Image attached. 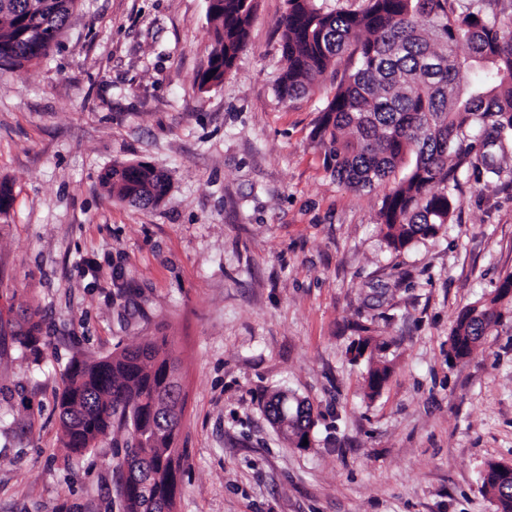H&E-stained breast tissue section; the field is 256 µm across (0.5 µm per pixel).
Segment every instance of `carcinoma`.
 <instances>
[{
    "label": "carcinoma",
    "instance_id": "obj_1",
    "mask_svg": "<svg viewBox=\"0 0 512 512\" xmlns=\"http://www.w3.org/2000/svg\"><path fill=\"white\" fill-rule=\"evenodd\" d=\"M80 0H0V67L20 71L46 56ZM277 22L283 66L276 92L283 102L312 91L327 68L346 56L354 68L322 110L315 137L326 169L353 191L392 184L380 208V231L399 251L437 236L459 201V172L512 179V22L483 9L485 0H368L358 12L326 11L319 0H287ZM255 0H215L208 11L213 39L207 68L197 76L206 91L224 81L247 46ZM465 52H458L459 47ZM120 200L156 207L168 176L133 163L103 177ZM512 301V273L487 301L462 309L451 350L468 357L498 326V305ZM31 312L11 336L25 351L41 322ZM167 337L98 359H73L57 407L64 448L80 454L109 434H123L117 484L123 512H164L175 504L182 421L167 418L169 373L178 369ZM389 366L368 372L375 394ZM265 404L270 422L294 414L299 440L314 425L311 405L299 398ZM483 488L497 512H512V476L494 470Z\"/></svg>",
    "mask_w": 512,
    "mask_h": 512
}]
</instances>
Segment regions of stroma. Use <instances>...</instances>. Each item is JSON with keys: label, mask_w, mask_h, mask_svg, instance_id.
Here are the masks:
<instances>
[{"label": "stroma", "mask_w": 512, "mask_h": 512, "mask_svg": "<svg viewBox=\"0 0 512 512\" xmlns=\"http://www.w3.org/2000/svg\"><path fill=\"white\" fill-rule=\"evenodd\" d=\"M207 8L81 0L39 64L0 69V313L43 320L34 351L0 350V512H119L111 440L62 448L55 395L72 357L161 336L188 392L177 512H496L481 472L512 463V303L448 353L458 312L512 272V182L460 173L446 230L391 250L385 186L337 183L313 137L349 61L281 101L287 2L256 0L235 68L200 92ZM138 161L170 176L157 207L101 183ZM362 325L389 344L375 396L348 354ZM281 389L312 406L306 447L264 414Z\"/></svg>", "instance_id": "obj_1"}]
</instances>
